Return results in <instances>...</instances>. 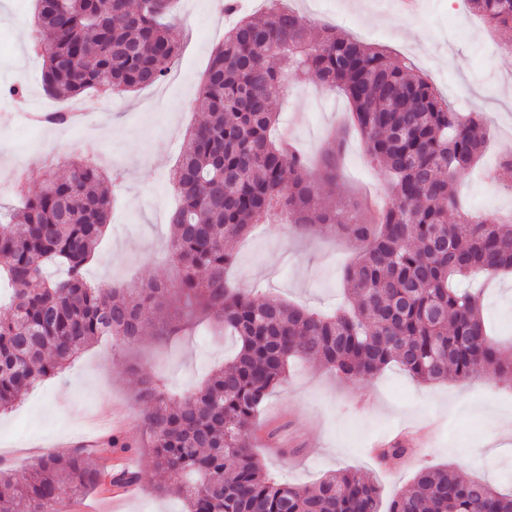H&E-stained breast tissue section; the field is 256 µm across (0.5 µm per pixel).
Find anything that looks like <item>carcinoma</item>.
<instances>
[{
	"label": "carcinoma",
	"mask_w": 512,
	"mask_h": 512,
	"mask_svg": "<svg viewBox=\"0 0 512 512\" xmlns=\"http://www.w3.org/2000/svg\"><path fill=\"white\" fill-rule=\"evenodd\" d=\"M493 29H512V0H467ZM175 0H34L32 50L42 60L41 85L52 98L89 90L126 93L166 75L180 38L167 21ZM312 74L348 99L345 130L356 131L389 202L367 218L338 213L318 182L341 174L344 133L322 148L317 171L270 130L283 71ZM204 121L188 129L170 183L180 196L171 213L166 257L181 277L134 292L88 284L85 267L108 221L118 177L82 161L37 189L24 185L18 208L0 210V411L38 381L63 370L91 342L131 345L175 331L162 316L175 304L182 321L205 311L238 341L235 356L202 386L179 395L148 375L137 394L149 436V465L182 477L176 491L186 512H512V493L464 478L450 465L425 467L381 510L380 489L366 473L339 471L308 486L273 480L252 447L255 418L304 358L350 379L368 380L395 363L426 383L466 380L483 370L512 382V355L488 336L482 302L452 282L512 271V224L457 210L449 185L480 156L479 117L464 115L386 50L339 37L324 26L271 6L241 18L224 34L201 83ZM491 180L512 187V155ZM313 231L335 230L360 249L345 271L348 301L333 313L278 299L257 300L234 287L232 242L271 214ZM55 265L65 276L51 279ZM131 449L112 436L99 453L47 455L30 468L0 469V512H64L106 482L136 480L101 460ZM412 453L403 438L377 449L385 465Z\"/></svg>",
	"instance_id": "carcinoma-1"
}]
</instances>
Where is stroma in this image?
<instances>
[{"instance_id": "1", "label": "stroma", "mask_w": 512, "mask_h": 512, "mask_svg": "<svg viewBox=\"0 0 512 512\" xmlns=\"http://www.w3.org/2000/svg\"><path fill=\"white\" fill-rule=\"evenodd\" d=\"M30 0H0V84L27 69L26 107L45 113L72 106L90 110L88 122L60 132L54 125L31 124L0 141V202L13 199L11 183L27 167L31 187L45 168L65 173L84 157L90 137H97V163L124 174L104 237L85 276L92 284L137 288L146 283L175 285L181 271L165 256L169 213L177 196L168 181L188 128L199 122L196 97L214 48L224 38L228 19L209 8V0H179L173 22L184 36L179 55L165 79L121 95L87 92L70 99L45 97L40 85L42 62L29 49ZM293 10L315 24L335 26L337 34L382 46L423 75L461 112L479 113L487 147L481 160L453 186L463 208L476 213L512 215V190L491 184L486 172L512 152V30L497 31L472 15L465 0H423L418 11L400 12L394 0H288ZM273 109L280 128L310 159H317L328 137L349 110L340 92L324 90L314 75H288ZM380 175L368 164L357 136H349L342 175L322 194L337 208L350 207L364 193H384ZM237 267L231 279L261 299L292 302L330 311L347 292L346 267L356 251L342 236L299 232L271 218L238 240ZM482 295L483 314L492 333L512 340V274L470 282ZM233 337L197 316L171 344L151 337L131 347L103 340L87 346L61 373L31 388L13 408L0 413V465L21 470L42 456L69 454L94 441L95 420L106 415L115 434L138 443L127 454L138 470L135 495L124 512H183L184 502L158 492L159 478L147 463L139 408L138 376H159L179 392L201 386L235 351ZM512 417V386L480 374L469 380L426 384L396 365L370 380L344 379L303 361L269 396L257 420L260 431L277 430L279 455L256 442L255 450L275 478L306 485L344 469L370 473L390 503L409 487L423 465H452L466 478L477 477L512 490V436L499 419ZM409 431L420 438L406 465L387 470L374 446Z\"/></svg>"}]
</instances>
